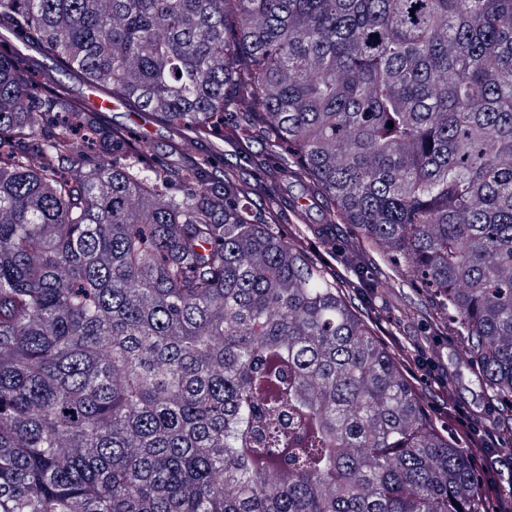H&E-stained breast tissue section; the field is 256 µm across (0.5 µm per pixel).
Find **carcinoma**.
<instances>
[{
	"instance_id": "cac0c4a2",
	"label": "carcinoma",
	"mask_w": 512,
	"mask_h": 512,
	"mask_svg": "<svg viewBox=\"0 0 512 512\" xmlns=\"http://www.w3.org/2000/svg\"><path fill=\"white\" fill-rule=\"evenodd\" d=\"M9 38L0 512H486L350 285L254 199L316 185L512 411V0H0ZM79 85L166 125V160ZM215 136L219 181L180 162Z\"/></svg>"
}]
</instances>
